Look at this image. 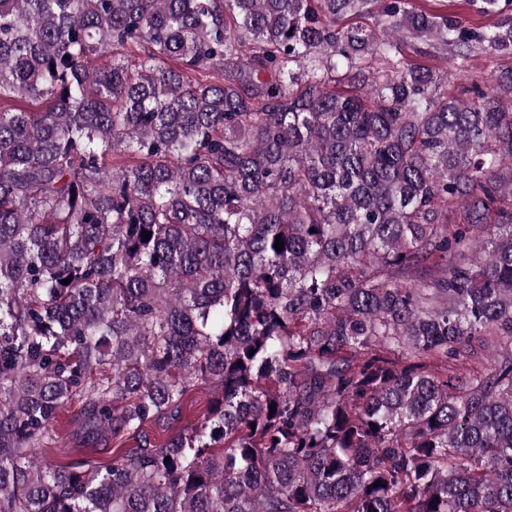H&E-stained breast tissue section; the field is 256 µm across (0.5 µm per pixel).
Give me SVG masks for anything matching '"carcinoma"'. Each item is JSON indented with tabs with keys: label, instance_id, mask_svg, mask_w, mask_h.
<instances>
[{
	"label": "carcinoma",
	"instance_id": "carcinoma-1",
	"mask_svg": "<svg viewBox=\"0 0 512 512\" xmlns=\"http://www.w3.org/2000/svg\"><path fill=\"white\" fill-rule=\"evenodd\" d=\"M469 2L0 0V512H512V68L401 52ZM416 5L432 13L453 12L464 17L469 24L478 27L491 21L490 17H482L474 13L464 0H416ZM512 67V56L503 57L485 53L474 54L470 66L464 72L449 71L448 95H458L464 87L470 88L473 83L483 85L491 74L504 67ZM486 83V82H485ZM212 397L213 394L210 388L193 390L184 400L181 419L168 424L160 422L159 424L147 425L144 429L147 438L154 443H160L175 433L181 426L187 423H196L203 418L206 405ZM81 408V402L75 401L63 410L54 422L49 437L37 450L41 456L56 465L85 458L92 460L97 466L105 467L112 460L113 448L137 446L134 439L112 441V436L106 440H89L81 427Z\"/></svg>",
	"mask_w": 512,
	"mask_h": 512
}]
</instances>
